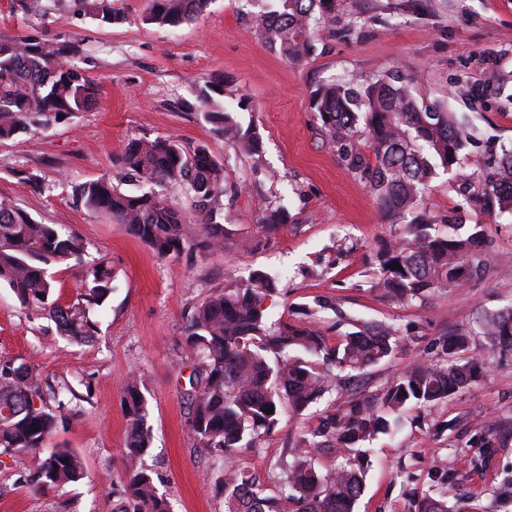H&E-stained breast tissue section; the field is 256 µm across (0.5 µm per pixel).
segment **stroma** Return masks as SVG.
Returning a JSON list of instances; mask_svg holds the SVG:
<instances>
[{"label":"stroma","mask_w":512,"mask_h":512,"mask_svg":"<svg viewBox=\"0 0 512 512\" xmlns=\"http://www.w3.org/2000/svg\"><path fill=\"white\" fill-rule=\"evenodd\" d=\"M122 23L106 25L80 0H42L39 14L0 0V38L27 34L75 42L69 62L99 88L91 109L23 136L0 140V200L42 224H59L87 244L86 258L111 268L114 289L92 312L94 341L70 345L30 320L13 291L0 285V359L39 368L55 382H83L88 395L60 426L50 446L81 456L86 476L62 490L25 483L37 453L0 454V512H123L126 505L123 387L137 374L148 400L152 445L143 457L173 512H224L221 476L210 450L188 431L191 366L181 336L189 312L213 289L256 270L277 275L267 302L272 322H309L329 339L352 322L394 324L404 339L397 358L366 370L362 396L383 392L409 362L443 359L447 336L468 331L485 309L512 306V215L476 217L447 172L433 179L427 207L482 222L492 244L481 277L436 290L422 301L396 304L372 290L377 254L400 231L362 182L342 166L312 108L326 83L394 73L411 80L419 98L441 101L482 139L512 148V0H336L333 26L308 58L286 61L257 32L256 0H209L193 21L171 30L146 24L148 0H112ZM496 76L499 93L486 89ZM224 80V100L262 144L253 155L224 141L197 105L205 80ZM171 136L185 147L207 145L224 166V248L157 258L139 239L103 214L88 211L75 184L108 176L126 192L144 184L126 174L121 152L133 138ZM36 182H29V175ZM287 214L266 229L262 208ZM327 394L302 416L282 413L258 448L240 451L236 466L273 488V465L289 436L317 423ZM512 417V352L490 356L472 388L428 414L406 411L393 434L373 444L359 512H408L412 498L442 491L450 473L453 495L472 512H512L500 496L512 482V436L474 470L465 444L488 420ZM454 421L453 430L433 426Z\"/></svg>","instance_id":"35a3bbf8"}]
</instances>
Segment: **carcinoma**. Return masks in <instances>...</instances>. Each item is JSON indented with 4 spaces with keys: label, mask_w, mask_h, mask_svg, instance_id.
<instances>
[{
    "label": "carcinoma",
    "mask_w": 512,
    "mask_h": 512,
    "mask_svg": "<svg viewBox=\"0 0 512 512\" xmlns=\"http://www.w3.org/2000/svg\"><path fill=\"white\" fill-rule=\"evenodd\" d=\"M209 0H149V24L177 27L201 14ZM102 24L123 17L110 0H82ZM334 0H264L255 15L264 41L283 58L299 61L332 21ZM69 43H47L12 36L0 39V139H13L62 116L83 112L96 100L98 87L67 63ZM321 128L339 145L342 164L362 181L392 223L402 225L399 239L386 244L373 272L374 287L390 301L409 304L483 271L488 239L482 224H464L453 213L434 215L427 207L430 183L441 168L454 174L459 192L487 216L512 214V150H501L479 173L461 167V152L475 135L439 103L417 98L412 87L387 75L355 83H328L313 93ZM199 107L224 139L259 151V139L242 129L234 109L224 104V79L202 85ZM364 125L367 148L356 147ZM122 167L151 185L184 188L200 217L202 230L154 192L129 194L107 177L82 182L74 195L87 210L108 215L160 259L224 247L221 222L224 168L209 148L187 150L170 137L130 140ZM85 244L57 224H41L22 209L0 201V283L13 290L35 320L48 319L66 340L85 344L96 334L90 311L113 289L112 270L99 262L86 269L84 293L61 304L48 266L85 263ZM402 269L395 268V265ZM277 282L258 270L248 279L217 288L186 321L182 348L195 361L190 437L222 455L219 489L225 512H355L370 465L367 441L389 435L402 414L427 412L450 402L482 377L487 357L512 351V306L484 312L475 322L484 338L483 353L470 349V335L448 338V357L437 363L415 362L404 368L375 397L349 394L339 408H326L317 424L288 438L277 469L276 490L257 484L233 464L242 449L256 448L262 434L275 428L283 406L301 415L338 381H350L399 352L400 329L356 323L332 345L324 333L304 322L270 324L265 302ZM81 400L69 384L52 386L31 364L0 360V454L42 452L30 481L41 488H62L84 478L71 448L43 451L46 442ZM127 418L124 512H172L149 470L137 460L151 448L152 430L142 384L131 375L123 392ZM273 413H268V410ZM512 432L511 419H497L469 442L493 448L500 433ZM329 448L336 467L321 471L314 453ZM414 512H469L447 496L425 495L411 502Z\"/></svg>",
    "instance_id": "1"
}]
</instances>
